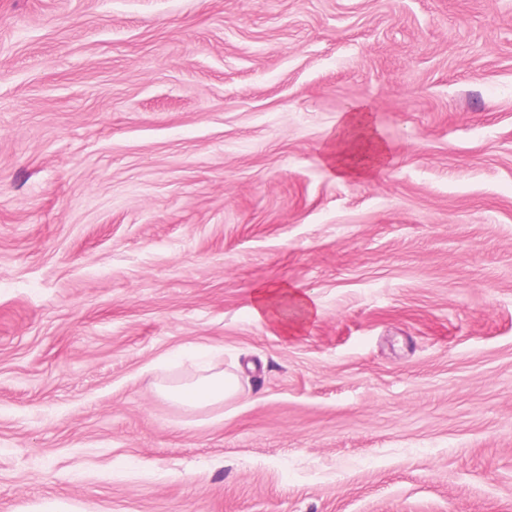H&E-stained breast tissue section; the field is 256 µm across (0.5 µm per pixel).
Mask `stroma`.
I'll use <instances>...</instances> for the list:
<instances>
[{
    "mask_svg": "<svg viewBox=\"0 0 512 512\" xmlns=\"http://www.w3.org/2000/svg\"><path fill=\"white\" fill-rule=\"evenodd\" d=\"M0 512H512V0H0ZM288 297L305 319L310 320L319 315L318 309L312 305L314 300L310 294L299 288L288 289L282 285L266 284L252 292L254 317L286 338L288 334L301 331V324L288 321ZM219 351L203 353L202 361L195 375L184 383L158 387L164 397L192 409H203L221 405L237 395L239 382L237 377L214 365Z\"/></svg>",
    "mask_w": 512,
    "mask_h": 512,
    "instance_id": "1",
    "label": "stroma"
}]
</instances>
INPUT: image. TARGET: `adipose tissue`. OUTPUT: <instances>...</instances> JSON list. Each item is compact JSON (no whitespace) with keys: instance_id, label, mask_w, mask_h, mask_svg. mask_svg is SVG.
<instances>
[{"instance_id":"ef3b65f1","label":"adipose tissue","mask_w":512,"mask_h":512,"mask_svg":"<svg viewBox=\"0 0 512 512\" xmlns=\"http://www.w3.org/2000/svg\"><path fill=\"white\" fill-rule=\"evenodd\" d=\"M252 303L254 317L284 335L301 329L300 324L289 322V307L298 308L308 320L319 314L308 292L297 288L290 290L276 284H266L254 289ZM215 358V352L203 353L202 360L190 380L160 387V394L193 409L220 405L234 398L239 388L238 379L232 373L217 369Z\"/></svg>"}]
</instances>
